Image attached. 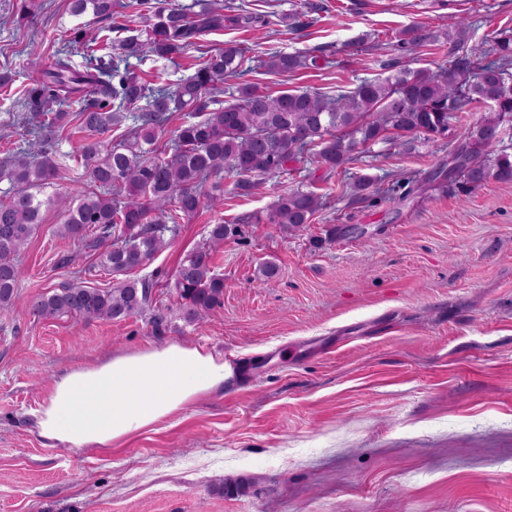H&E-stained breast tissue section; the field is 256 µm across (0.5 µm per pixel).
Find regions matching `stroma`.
Here are the masks:
<instances>
[{
	"label": "stroma",
	"mask_w": 512,
	"mask_h": 512,
	"mask_svg": "<svg viewBox=\"0 0 512 512\" xmlns=\"http://www.w3.org/2000/svg\"><path fill=\"white\" fill-rule=\"evenodd\" d=\"M268 21L265 39L233 25L204 35L172 60L149 57L140 70L176 85L200 52L227 45L250 57L315 52L322 69L288 74L256 67L260 88L352 90L382 79L398 57L396 36L413 25L464 20L475 42L512 31V0H233ZM300 15L291 28L287 18ZM111 35V19L73 15L71 0H0V157L27 134L17 117L34 85L29 46L44 61L88 58L76 29ZM378 35L380 49L361 43ZM81 133L65 130L55 149L71 154L54 192L89 182L74 153ZM455 137L411 144L394 139L359 150L326 172L290 164L253 195L226 175L219 209L184 217L174 239L133 278L156 283L148 311L123 321L42 319L37 296L66 283L112 285L90 253L75 251L49 207L19 257L24 275L14 311H0V512H512V183L422 185ZM399 181L407 199L353 202L358 177ZM305 185L329 199L305 232L255 224L279 195ZM239 225L212 266L224 303L200 322L178 312L170 283L211 224ZM279 267L257 279L265 262ZM164 318L154 331L150 318ZM181 343L242 363L249 376L187 406L122 443L99 451L41 438L34 412L65 372L140 347ZM247 490L223 494L228 481Z\"/></svg>",
	"instance_id": "obj_1"
}]
</instances>
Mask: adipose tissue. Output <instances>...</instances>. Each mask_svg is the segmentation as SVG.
I'll use <instances>...</instances> for the list:
<instances>
[{"instance_id":"ef3b65f1","label":"adipose tissue","mask_w":512,"mask_h":512,"mask_svg":"<svg viewBox=\"0 0 512 512\" xmlns=\"http://www.w3.org/2000/svg\"><path fill=\"white\" fill-rule=\"evenodd\" d=\"M234 377L223 357L197 346L171 343L129 351L61 376L35 423L48 441L106 449L223 391Z\"/></svg>"}]
</instances>
